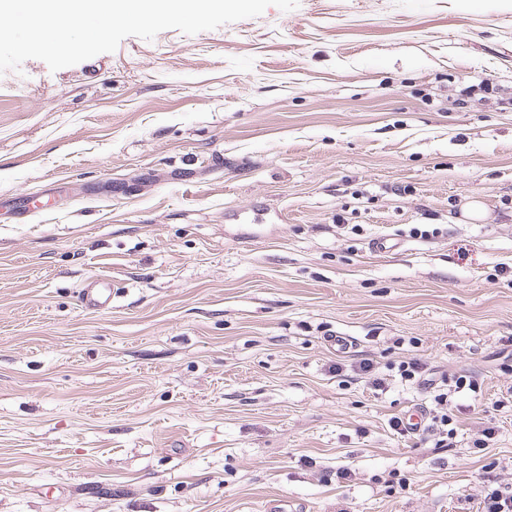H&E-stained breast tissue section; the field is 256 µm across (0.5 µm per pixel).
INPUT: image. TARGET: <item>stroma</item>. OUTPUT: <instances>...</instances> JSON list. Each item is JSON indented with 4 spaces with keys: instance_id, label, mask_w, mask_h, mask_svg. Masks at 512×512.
<instances>
[{
    "instance_id": "1",
    "label": "stroma",
    "mask_w": 512,
    "mask_h": 512,
    "mask_svg": "<svg viewBox=\"0 0 512 512\" xmlns=\"http://www.w3.org/2000/svg\"><path fill=\"white\" fill-rule=\"evenodd\" d=\"M28 194L0 208V512H481L480 473L512 484V0H299L26 60L0 199ZM459 375L446 444L390 427ZM80 298L89 309H107L112 306V288L106 278H99L83 288Z\"/></svg>"
}]
</instances>
